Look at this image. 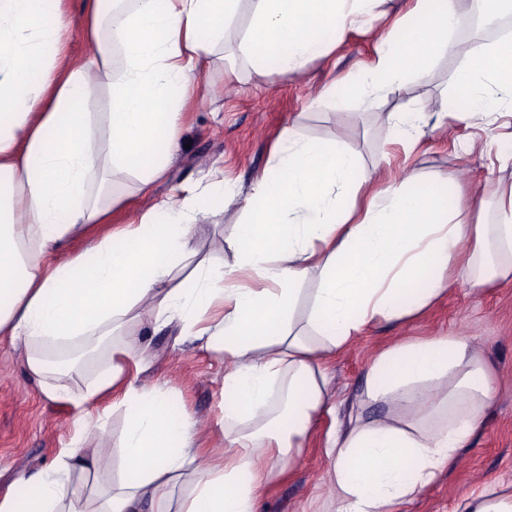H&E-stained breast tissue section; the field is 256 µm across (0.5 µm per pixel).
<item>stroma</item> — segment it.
Returning <instances> with one entry per match:
<instances>
[{"instance_id":"35a3bbf8","label":"stroma","mask_w":512,"mask_h":512,"mask_svg":"<svg viewBox=\"0 0 512 512\" xmlns=\"http://www.w3.org/2000/svg\"><path fill=\"white\" fill-rule=\"evenodd\" d=\"M412 6V0H383L370 31L346 33L327 54L295 75L257 73L240 54L236 39L229 42L223 58L215 59L202 76L207 94L179 117L180 147L164 176L144 188L135 177L115 174L112 194L118 203L106 223L86 225L81 234L69 237L62 246L64 254L77 255L112 230L138 222L168 195L192 190L200 192L211 216L192 221L195 254L174 270V279L183 280L200 261L215 269L231 266L235 254L225 249L224 240L247 216L240 205H225L206 187L220 177L249 191L273 164L287 129L302 140L345 142L360 156L375 188L420 173L449 205L466 206L476 196L484 200L487 212H494L501 193L512 187V108L496 106L478 123L450 104L457 97V72L499 46L512 45V30L494 34L488 21L471 26V5L464 0L452 35L458 53L436 57L426 72L398 91L364 94L360 84L376 62L377 36ZM336 83L346 87V94L314 100L313 87ZM420 107L426 123L415 144L386 130L387 113ZM474 139L495 141L496 154L468 153ZM122 331L139 337L152 358L138 385L161 386L173 406L219 422L225 399L221 356L179 341L174 327L154 333L131 322ZM448 335L469 341L483 354L491 371L494 402L468 447L401 512H456L464 497L489 487L512 494V280L495 279L481 288L456 284L423 315L373 324L339 352L330 367L336 412L322 415L300 462L262 490L261 512H330L323 481L325 435L364 389L371 359L399 341ZM110 356V349L100 351L69 390L50 398L28 375L10 338L0 335V495L11 492L24 498L26 492L17 482L20 475L45 468L69 442L93 447L103 433L112 452L100 457L95 474L83 483L84 493L100 491L116 475L115 450L125 427L122 410L113 408L107 397L102 404L108 413L101 422L81 432L72 424L75 398L109 366Z\"/></svg>"}]
</instances>
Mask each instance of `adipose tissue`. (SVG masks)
Listing matches in <instances>:
<instances>
[{"mask_svg": "<svg viewBox=\"0 0 512 512\" xmlns=\"http://www.w3.org/2000/svg\"><path fill=\"white\" fill-rule=\"evenodd\" d=\"M242 0H134L103 30L106 0H83L90 50L72 64L68 0H0V334L25 347L29 375L47 395L67 390L78 369L54 367L39 345L111 334L131 320L177 325L179 336L224 356L228 399L218 428L224 453L199 448L212 425L174 407L167 391L137 387L129 369L148 362L128 336L108 369L86 385L75 415L111 393L126 427L119 472L95 497L72 474L93 471L110 446L71 445L23 477L24 502L0 497V512H259L260 492L296 463L318 418L334 407L328 360L373 323L420 313L464 279L472 288L512 277V195L492 224H469L417 174L363 194L360 157L344 144L300 141L285 132L274 165L243 200L246 222L226 244L228 271L200 268L171 287L191 253L182 219L200 212L176 193L153 213L86 252L59 258L64 238L100 222L115 199L114 173L142 185L160 179L178 140V120L200 68L223 48ZM238 47L256 68L304 71L327 51L328 30L364 24L380 0H249ZM460 0H415L414 19L380 41L365 93L394 92L436 56L454 52ZM109 91L105 120L85 109L91 84ZM457 95L475 121L512 106V48L459 71ZM99 172L97 201L87 178ZM319 286L302 325L293 313L309 277ZM426 288H418L421 278ZM391 405L381 419L363 408ZM493 404L489 368L472 344L449 336L401 342L367 371L358 410L329 431L325 486L334 512H399L465 448ZM192 491L177 496L183 477Z\"/></svg>", "mask_w": 512, "mask_h": 512, "instance_id": "adipose-tissue-1", "label": "adipose tissue"}]
</instances>
